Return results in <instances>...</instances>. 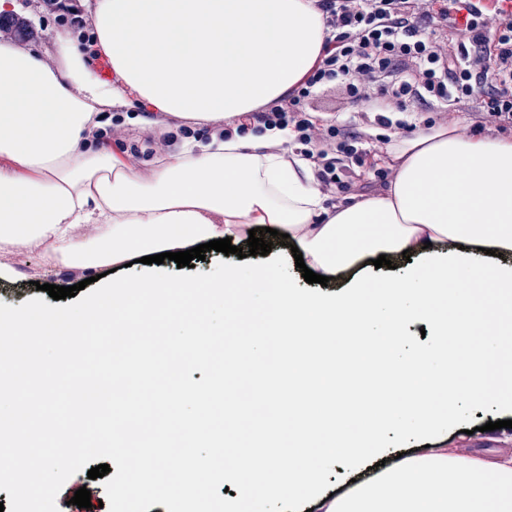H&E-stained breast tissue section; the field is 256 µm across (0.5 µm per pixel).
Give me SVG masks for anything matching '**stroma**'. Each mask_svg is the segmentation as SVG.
<instances>
[{"mask_svg": "<svg viewBox=\"0 0 512 512\" xmlns=\"http://www.w3.org/2000/svg\"><path fill=\"white\" fill-rule=\"evenodd\" d=\"M13 11L26 14L38 29V34L30 44V49L40 51L51 65L62 64L63 57L56 47L53 37L62 31L63 26L53 19L43 18L38 0H13ZM309 110L317 119L335 120L364 131L367 139L362 144L364 154L359 163L353 164L345 174V188L330 194V202H348L352 198L375 195L385 191L383 181L388 167L378 164L376 157L382 154L390 141L394 130L379 125L373 115L363 114L360 106L349 103L342 87L332 86L320 92L309 103ZM182 120L178 117L158 112L140 113L137 122L125 120L123 108L112 110V149L131 159L139 169H148L152 161L162 155H174L182 148L185 139L178 128ZM7 263L15 268L13 276L0 279V317L19 315L36 308H51L62 311L67 317L82 320L84 304L89 297L98 293L96 284L87 280V272L48 261L42 251H24L7 256ZM232 263L245 271H251L263 265L275 263L281 266L288 277L298 286L301 293L321 295L335 293L346 288L353 278L352 272L339 273L328 284L307 283L290 247L273 244L269 254L238 258L237 255H225L221 252L206 253L204 259L195 261L193 267H177L168 260L157 265V273L173 281L191 278L200 283L223 276L225 263ZM59 286H77L75 296L56 300L42 291V284ZM498 414L471 403L467 398L458 401L457 414L447 424L441 425L430 438L429 443L436 448H445L453 452L469 453L482 457L512 456V429L501 428L486 430L487 422L498 421ZM416 450L412 444L403 443L398 448L386 452H369L356 461L339 469L324 464L318 455H310V479L301 484L299 495L294 500L281 498L278 488L269 491L270 507L277 512H320V500L329 494H340L351 487L353 481L364 480L372 476L378 462H393L397 456H412Z\"/></svg>", "mask_w": 512, "mask_h": 512, "instance_id": "1", "label": "stroma"}]
</instances>
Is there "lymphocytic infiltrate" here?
Wrapping results in <instances>:
<instances>
[{"label": "lymphocytic infiltrate", "mask_w": 512, "mask_h": 512, "mask_svg": "<svg viewBox=\"0 0 512 512\" xmlns=\"http://www.w3.org/2000/svg\"><path fill=\"white\" fill-rule=\"evenodd\" d=\"M328 29L321 61L287 99L251 113L235 131L289 130L304 145L324 190H332L361 154L359 133L318 124L306 102L339 85L365 104L378 124L420 103L427 112L478 102L472 120L512 125V0H314ZM46 16L79 30L93 43L92 17L82 0H41ZM223 128V135H230ZM335 151H328V144Z\"/></svg>", "instance_id": "obj_1"}]
</instances>
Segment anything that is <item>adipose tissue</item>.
I'll list each match as a JSON object with an SVG mask.
<instances>
[{
  "label": "adipose tissue",
  "mask_w": 512,
  "mask_h": 512,
  "mask_svg": "<svg viewBox=\"0 0 512 512\" xmlns=\"http://www.w3.org/2000/svg\"><path fill=\"white\" fill-rule=\"evenodd\" d=\"M97 47L112 62L104 80L69 33L56 35L64 68L39 51L0 42V253L43 250L51 260L91 272L135 256L181 251L214 239L248 238L257 225L287 234L306 266L327 277L366 256H421L419 265L375 281L354 279L329 297L305 298L273 266L224 270L207 284L159 275L105 282L87 317L111 314L143 295L136 336L160 319L177 322L158 348L194 354L201 329L197 302L220 293L224 322L238 339L219 369L239 375L240 361L268 382L265 413L230 424L249 428L267 449H236L238 465L214 468L190 453L186 468L202 482L237 487V507L267 512L269 486L297 491L308 454L356 458L389 435L429 434L456 413L459 396L512 409V266H489L485 250L512 253V136L489 138L452 119L412 137H393L383 157L392 170L382 194L328 203L304 162L274 151L283 132L188 139L175 155L135 169L101 146L107 110L139 102L199 122L236 119L287 95L320 60L326 28L312 0H97ZM426 321L435 341L404 353L407 326ZM75 336L79 323L50 309L0 320V355L36 351L18 335ZM467 358L448 362L449 345ZM278 361H271V347ZM373 356V398L325 395L360 356ZM359 429H352V422ZM322 512H512V457L490 460L428 448L378 470L324 500Z\"/></svg>",
  "instance_id": "adipose-tissue-1"
}]
</instances>
